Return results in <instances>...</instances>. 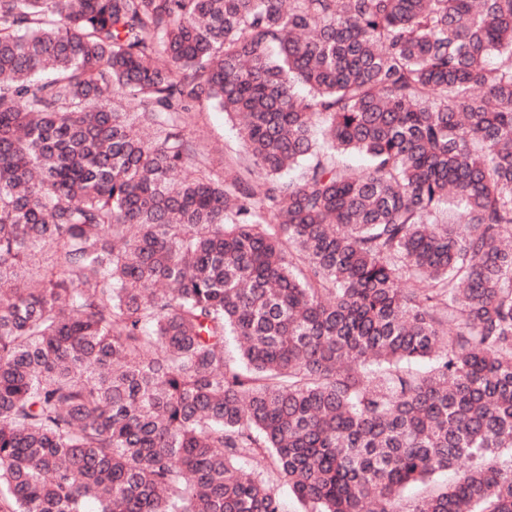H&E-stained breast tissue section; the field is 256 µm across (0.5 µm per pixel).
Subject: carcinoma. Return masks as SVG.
<instances>
[{
	"mask_svg": "<svg viewBox=\"0 0 512 512\" xmlns=\"http://www.w3.org/2000/svg\"><path fill=\"white\" fill-rule=\"evenodd\" d=\"M277 480L512 512V0H0V512ZM184 133L208 156L214 171L224 168L226 152L239 150L237 130L226 119L224 112L217 109L204 108L203 112L187 117Z\"/></svg>",
	"mask_w": 512,
	"mask_h": 512,
	"instance_id": "cac0c4a2",
	"label": "carcinoma"
}]
</instances>
